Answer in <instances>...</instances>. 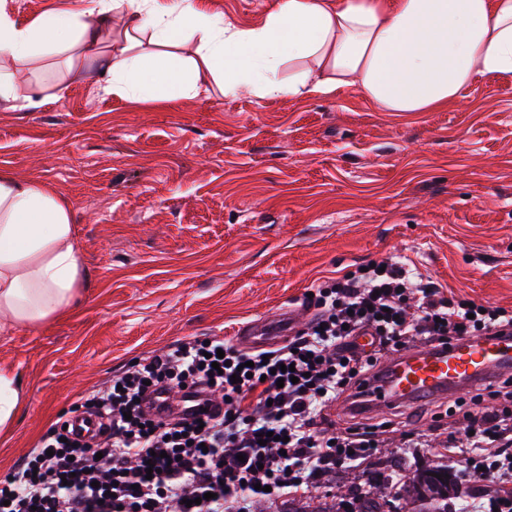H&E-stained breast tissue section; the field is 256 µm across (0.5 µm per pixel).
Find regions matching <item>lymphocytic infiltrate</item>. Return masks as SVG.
I'll use <instances>...</instances> for the list:
<instances>
[{"instance_id":"obj_1","label":"lymphocytic infiltrate","mask_w":512,"mask_h":512,"mask_svg":"<svg viewBox=\"0 0 512 512\" xmlns=\"http://www.w3.org/2000/svg\"><path fill=\"white\" fill-rule=\"evenodd\" d=\"M314 317L285 345L246 351L220 336L179 341L139 360L117 380L81 398L100 435L61 426L0 478V512H273L311 492L336 469L363 464L384 447L395 421L337 427L325 411L353 397L381 357L414 337L454 339L512 330V310L445 296L433 281L388 260L366 264L315 289ZM371 328L374 350H360ZM223 352L224 369L211 357ZM191 391L223 403L219 414L159 420L144 399ZM462 419L467 435L449 453L471 449L473 476L512 475V381L436 406L433 427Z\"/></svg>"}]
</instances>
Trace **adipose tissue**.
I'll use <instances>...</instances> for the list:
<instances>
[{"label":"adipose tissue","mask_w":512,"mask_h":512,"mask_svg":"<svg viewBox=\"0 0 512 512\" xmlns=\"http://www.w3.org/2000/svg\"><path fill=\"white\" fill-rule=\"evenodd\" d=\"M194 43L190 56L178 49ZM64 55L57 91L84 83L157 105L206 93L258 98L364 93L381 112H431L481 77L512 78V0H275L245 28L193 0H86L26 26L0 11V104L19 96L15 67ZM84 280L69 203L46 183L0 171V331L74 309Z\"/></svg>","instance_id":"adipose-tissue-1"}]
</instances>
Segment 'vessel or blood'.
<instances>
[{
    "label": "vessel or blood",
    "mask_w": 512,
    "mask_h": 512,
    "mask_svg": "<svg viewBox=\"0 0 512 512\" xmlns=\"http://www.w3.org/2000/svg\"><path fill=\"white\" fill-rule=\"evenodd\" d=\"M296 323L293 311L286 308L276 319H260L247 325L241 335L246 342L259 345L291 334ZM510 370L512 336L463 337L446 350L428 346L385 361L371 382L364 405H412L431 397H446ZM172 409L197 411V400L187 396L174 403L164 394L153 397L154 414L164 416Z\"/></svg>",
    "instance_id": "b4317fda"
}]
</instances>
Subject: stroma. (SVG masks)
<instances>
[{
	"label": "stroma",
	"instance_id": "35a3bbf8",
	"mask_svg": "<svg viewBox=\"0 0 512 512\" xmlns=\"http://www.w3.org/2000/svg\"><path fill=\"white\" fill-rule=\"evenodd\" d=\"M261 25L274 0H194ZM46 182L73 208L81 307L0 333V366L26 388L0 433V477L77 398L187 337L301 307L306 293L393 258L447 295L512 310V79L482 78L435 112H381L361 94H242L137 104L83 84L28 109L0 107V171ZM400 424L366 467L320 478L303 505L408 512L404 481L445 466L481 505L466 455ZM403 483L390 487L391 474Z\"/></svg>",
	"mask_w": 512,
	"mask_h": 512
}]
</instances>
